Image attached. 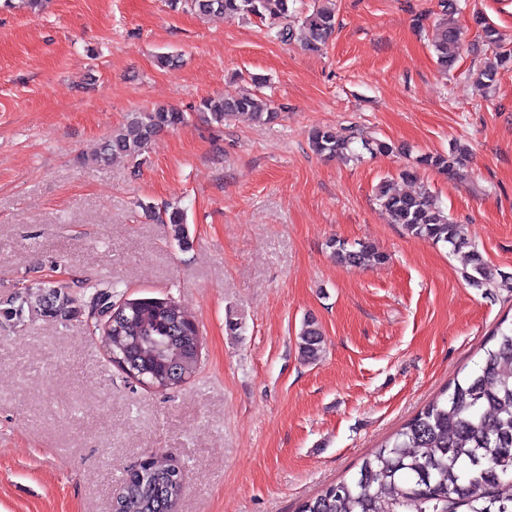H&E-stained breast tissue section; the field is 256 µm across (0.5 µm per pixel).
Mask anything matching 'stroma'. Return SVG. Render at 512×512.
<instances>
[{"label":"stroma","mask_w":512,"mask_h":512,"mask_svg":"<svg viewBox=\"0 0 512 512\" xmlns=\"http://www.w3.org/2000/svg\"><path fill=\"white\" fill-rule=\"evenodd\" d=\"M457 8L465 48L446 75L430 45L438 0H336L319 52L169 0L0 8V308L27 285L103 275L129 299L174 298L201 341L198 373L159 391L112 364L85 317L0 319V512H112L150 456L182 471L176 512H298L472 368L512 318V289L463 277L473 249L512 276V70L487 92L468 73L490 54L476 17L512 50V0ZM252 75L275 124L196 113ZM159 105L188 121L156 136L140 169L90 162L129 113ZM325 126L394 151L317 155L309 133ZM455 141L471 151L465 179L400 178ZM383 180L427 187L469 250L388 223ZM167 203L186 212L187 245L154 218ZM333 238L387 260L345 266ZM307 319L325 340L312 364L297 349Z\"/></svg>","instance_id":"35a3bbf8"}]
</instances>
